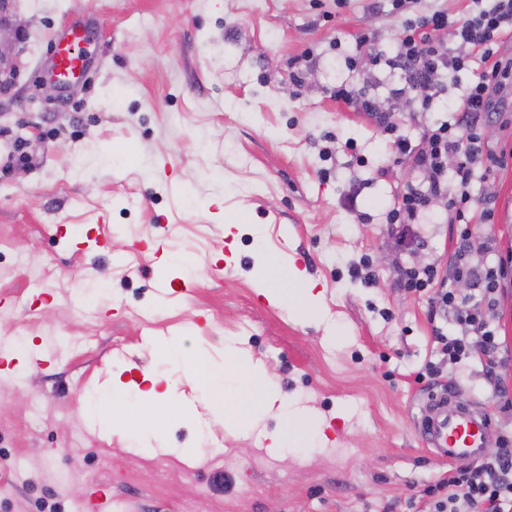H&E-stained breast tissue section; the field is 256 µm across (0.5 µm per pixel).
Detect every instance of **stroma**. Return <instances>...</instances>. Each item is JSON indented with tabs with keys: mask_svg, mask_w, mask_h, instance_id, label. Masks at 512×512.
<instances>
[{
	"mask_svg": "<svg viewBox=\"0 0 512 512\" xmlns=\"http://www.w3.org/2000/svg\"><path fill=\"white\" fill-rule=\"evenodd\" d=\"M470 0H13L4 17L22 65L0 91V348L30 351L0 368V512H410V498L449 468L416 433L423 393L409 373L433 356L425 296L406 269L454 260L458 225L444 203L401 244L388 212L420 173L389 155V134L337 103L348 84L387 101L399 71L372 69L355 38L383 53L405 19L461 18ZM80 25L89 67L52 87L59 39ZM461 86L432 112L402 108L389 124L420 142ZM503 163L477 176L473 197L494 212L475 226V256L512 254V94L486 123ZM359 189L357 210L344 198ZM246 214L229 232L226 218ZM106 238L99 246L98 238ZM292 262L322 301L296 318L260 296V252ZM369 264L371 282L351 278ZM173 280L158 291L155 270ZM509 366L490 380L479 362L448 367L464 399L512 434V285L489 313ZM205 327H198V320ZM215 359L234 340L296 406L325 422L321 445L272 456L257 422L211 424L193 381L172 379L189 406L176 423L163 402L137 406L144 371L167 372L163 339ZM124 385L132 424L85 420L82 398L112 412Z\"/></svg>",
	"mask_w": 512,
	"mask_h": 512,
	"instance_id": "35a3bbf8",
	"label": "stroma"
}]
</instances>
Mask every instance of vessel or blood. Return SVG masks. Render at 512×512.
<instances>
[{
    "label": "vessel or blood",
    "instance_id": "1",
    "mask_svg": "<svg viewBox=\"0 0 512 512\" xmlns=\"http://www.w3.org/2000/svg\"><path fill=\"white\" fill-rule=\"evenodd\" d=\"M81 61L79 40L59 41L57 75L60 80H75ZM418 428L433 455L454 463L462 459H482L491 423L472 403L461 401L456 394L437 390L424 395Z\"/></svg>",
    "mask_w": 512,
    "mask_h": 512
}]
</instances>
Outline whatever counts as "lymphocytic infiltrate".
I'll return each mask as SVG.
<instances>
[{
	"instance_id": "1",
	"label": "lymphocytic infiltrate",
	"mask_w": 512,
	"mask_h": 512,
	"mask_svg": "<svg viewBox=\"0 0 512 512\" xmlns=\"http://www.w3.org/2000/svg\"><path fill=\"white\" fill-rule=\"evenodd\" d=\"M447 28L458 43L457 49H450L440 36ZM508 37L512 38V0H489L455 22L442 11L405 20L396 34L393 56H370L372 64L384 62L401 70L404 84L397 93L407 98L414 112L430 109L444 88V79H456L470 55H479L491 64L478 80L464 88L452 120L429 129L421 144H412L399 134L390 141L394 159L411 161L424 180L423 186H407L394 199L388 213L390 223H419L429 205L440 200L449 205L452 223L462 227L459 261L452 271L430 264L406 271L401 280L406 291L428 295L433 310L455 307L456 322L462 329L461 335L453 337L434 329L433 339L441 360L426 362L415 374L418 383L440 384L447 378L444 364H462L476 355L484 356L488 377H498L507 366L492 322L478 308L458 304L448 279L467 277L488 297L498 292L508 275L504 267H488L471 260L468 230L469 225L486 224L493 217L489 210L473 209L469 186L475 170L484 165L482 126L489 113L495 111L497 98L512 86V57L500 51L503 39ZM452 156L457 159L453 168L448 165ZM417 512H512V437L501 436L495 456L451 469L428 483Z\"/></svg>"
}]
</instances>
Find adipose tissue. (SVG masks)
<instances>
[{"label":"adipose tissue","mask_w":512,"mask_h":512,"mask_svg":"<svg viewBox=\"0 0 512 512\" xmlns=\"http://www.w3.org/2000/svg\"><path fill=\"white\" fill-rule=\"evenodd\" d=\"M255 280L260 294L277 300L292 316L312 314L320 302L313 285L303 281L288 261L263 256ZM166 347L173 354L178 369L195 383L199 398L207 404L213 421L236 422L248 410L256 415L277 411L280 427L263 434L272 452L301 444L303 437L312 438L322 433V422L294 409L263 369L242 372L243 358L234 344H225L224 358L220 361L193 355L177 339L168 340Z\"/></svg>","instance_id":"ef3b65f1"}]
</instances>
